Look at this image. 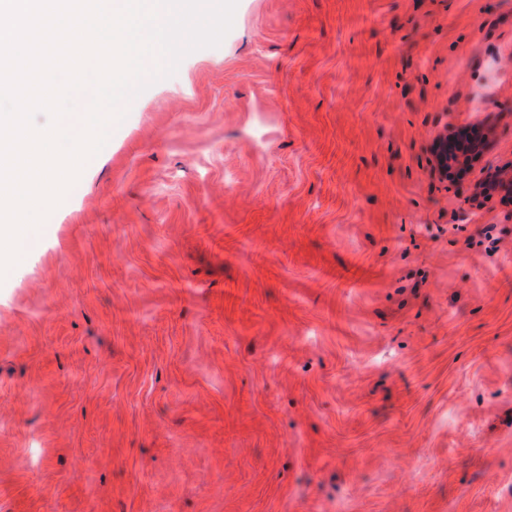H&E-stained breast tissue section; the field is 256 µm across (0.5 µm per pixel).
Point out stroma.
Returning a JSON list of instances; mask_svg holds the SVG:
<instances>
[{"instance_id": "obj_1", "label": "stroma", "mask_w": 512, "mask_h": 512, "mask_svg": "<svg viewBox=\"0 0 512 512\" xmlns=\"http://www.w3.org/2000/svg\"><path fill=\"white\" fill-rule=\"evenodd\" d=\"M504 169L512 0H238L0 282V512H512Z\"/></svg>"}]
</instances>
